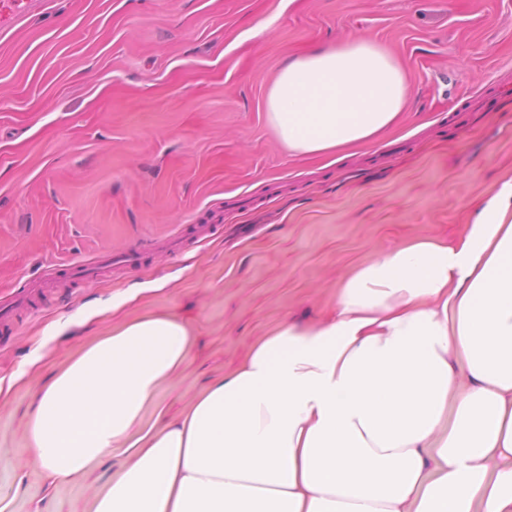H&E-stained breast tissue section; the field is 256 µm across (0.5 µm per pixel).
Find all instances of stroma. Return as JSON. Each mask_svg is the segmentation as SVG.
I'll return each mask as SVG.
<instances>
[{"mask_svg":"<svg viewBox=\"0 0 512 512\" xmlns=\"http://www.w3.org/2000/svg\"><path fill=\"white\" fill-rule=\"evenodd\" d=\"M372 41L408 88L341 161L289 153L265 111L284 64ZM512 177V0H49L0 31V507L88 512L115 455L48 485L33 394L85 343L168 313L194 338L177 415L283 318L327 319L384 245L456 241ZM109 260L100 277L73 264Z\"/></svg>","mask_w":512,"mask_h":512,"instance_id":"obj_1","label":"stroma"}]
</instances>
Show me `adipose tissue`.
<instances>
[{
	"instance_id": "1",
	"label": "adipose tissue",
	"mask_w": 512,
	"mask_h": 512,
	"mask_svg": "<svg viewBox=\"0 0 512 512\" xmlns=\"http://www.w3.org/2000/svg\"><path fill=\"white\" fill-rule=\"evenodd\" d=\"M405 78L366 39L291 57L266 98L295 154L373 145ZM192 337L178 318L113 326L33 396L49 483L129 463L91 512H512V178L455 243L379 251L318 324L285 319L169 418L160 387Z\"/></svg>"
}]
</instances>
